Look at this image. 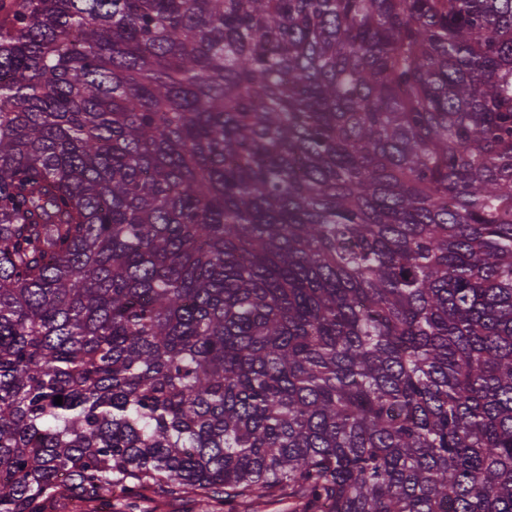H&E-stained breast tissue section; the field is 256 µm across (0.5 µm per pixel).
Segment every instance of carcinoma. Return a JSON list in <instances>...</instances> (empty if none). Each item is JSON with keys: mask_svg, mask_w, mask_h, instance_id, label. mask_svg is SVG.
<instances>
[{"mask_svg": "<svg viewBox=\"0 0 512 512\" xmlns=\"http://www.w3.org/2000/svg\"><path fill=\"white\" fill-rule=\"evenodd\" d=\"M0 13V512H512V0ZM138 504L137 512H182L184 510L180 499L159 497L151 488L141 490ZM46 512H129L126 500L119 494L105 497L93 503H82L69 492L51 502Z\"/></svg>", "mask_w": 512, "mask_h": 512, "instance_id": "obj_1", "label": "carcinoma"}]
</instances>
